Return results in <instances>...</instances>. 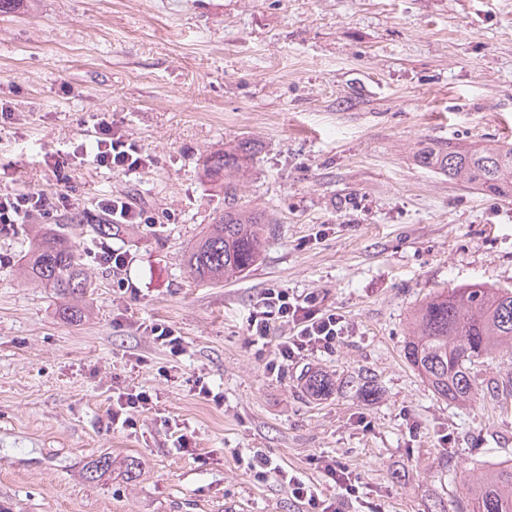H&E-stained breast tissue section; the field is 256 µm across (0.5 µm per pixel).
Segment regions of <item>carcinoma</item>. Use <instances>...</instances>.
Masks as SVG:
<instances>
[{"instance_id": "obj_1", "label": "carcinoma", "mask_w": 512, "mask_h": 512, "mask_svg": "<svg viewBox=\"0 0 512 512\" xmlns=\"http://www.w3.org/2000/svg\"><path fill=\"white\" fill-rule=\"evenodd\" d=\"M253 145L242 140L203 161L204 176L216 186L247 175ZM416 161L453 181L487 194L512 195V146L465 147L450 142L426 146ZM269 221L255 209L230 198L186 257V266L203 283L220 284L241 277L258 264ZM23 274L55 289L68 300L63 312L81 319L79 302L92 288L74 236L49 230L35 237L22 266ZM413 332L404 346L406 360L419 371L438 397L465 404L479 395L474 373L479 360L512 352V289L471 284L441 291L426 300L412 318ZM312 392L322 394L331 382L322 373L306 378ZM112 471V457L103 455L86 469L95 481ZM459 512H512V459L473 467L468 493Z\"/></svg>"}]
</instances>
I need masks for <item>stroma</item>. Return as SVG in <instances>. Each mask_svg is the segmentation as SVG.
<instances>
[{
    "label": "stroma",
    "instance_id": "1",
    "mask_svg": "<svg viewBox=\"0 0 512 512\" xmlns=\"http://www.w3.org/2000/svg\"><path fill=\"white\" fill-rule=\"evenodd\" d=\"M1 105L0 191H52L45 154L107 121L155 163L128 177L73 157L77 211L117 194L158 224L113 235L119 273L84 257L97 286L76 323L19 272L30 225L0 234V512H305L247 470L257 450L326 498L311 459L336 457L361 497L345 512H455L476 461L512 458V397L448 403L403 354L434 292L512 288V197L415 158L512 143V0H19L0 10ZM242 140L255 152L233 192L271 220L261 260L199 283L184 256L224 209L202 160ZM271 286L317 292L348 326L280 377L246 335ZM315 371L327 395L307 389ZM200 376L222 403L196 394ZM117 385L152 396L136 428L110 422ZM104 454L111 474L86 480ZM148 328L153 342L168 349L172 356H177L183 351L181 336H176L169 326L164 323H154L145 329Z\"/></svg>",
    "mask_w": 512,
    "mask_h": 512
}]
</instances>
